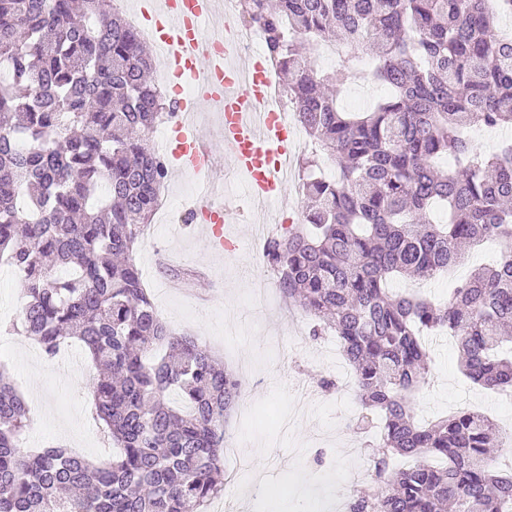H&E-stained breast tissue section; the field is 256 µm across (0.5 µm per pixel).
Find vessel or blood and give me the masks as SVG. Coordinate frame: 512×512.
<instances>
[{
  "instance_id": "vessel-or-blood-1",
  "label": "vessel or blood",
  "mask_w": 512,
  "mask_h": 512,
  "mask_svg": "<svg viewBox=\"0 0 512 512\" xmlns=\"http://www.w3.org/2000/svg\"><path fill=\"white\" fill-rule=\"evenodd\" d=\"M217 0H167L165 12H158L154 0H142L145 19L152 24L154 47L165 48L169 69L180 85L189 86L191 101H179L181 119L173 136L163 145L176 171L198 174L201 182L193 206L199 223L208 225L207 246L211 253L224 252V226L235 222L237 206L226 204L215 214L207 199L217 184L213 175L224 159L247 180L255 199L278 203L286 194L287 181L280 169L286 161L292 139L285 125L267 107L269 89L264 67L249 60L246 69L229 65L220 44L231 43L232 18H225L220 30H213ZM211 107L221 116L218 139L204 136L193 123L200 108Z\"/></svg>"
}]
</instances>
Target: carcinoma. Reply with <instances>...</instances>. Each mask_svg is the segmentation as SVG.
<instances>
[{
  "label": "carcinoma",
  "instance_id": "carcinoma-1",
  "mask_svg": "<svg viewBox=\"0 0 512 512\" xmlns=\"http://www.w3.org/2000/svg\"><path fill=\"white\" fill-rule=\"evenodd\" d=\"M263 29L286 100L312 146L340 161L311 172L302 223L281 225L263 261L277 287L333 332L354 367L365 413L380 419L377 487L346 512H512V468H490L496 424L460 409L430 423L412 400L428 383L424 335L457 341L475 385L512 391V144L483 155L473 126H512V36L495 29L512 0H240ZM370 44L368 72L350 58L328 72L312 54ZM0 262L25 298L6 328L49 358L72 339L99 369L92 411L118 454L94 464L60 446L21 450L24 399L0 372V512H207L224 492V423L242 381L205 344L173 333L133 253L168 172L149 134L174 106L147 84L153 61L112 0H0ZM390 90L355 118L335 89ZM446 155L454 165L441 168ZM448 222L429 217L436 206ZM504 247L437 305L389 291L431 279L487 239ZM178 393L181 405H171ZM395 456L415 459L394 469Z\"/></svg>",
  "mask_w": 512,
  "mask_h": 512
}]
</instances>
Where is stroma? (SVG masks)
<instances>
[{
    "mask_svg": "<svg viewBox=\"0 0 512 512\" xmlns=\"http://www.w3.org/2000/svg\"><path fill=\"white\" fill-rule=\"evenodd\" d=\"M194 177L168 179L163 205H174L170 223L152 221L135 261L164 321L200 339L238 376L244 377L252 416L234 411L226 433L240 453L225 452L223 501L234 512H273L278 497L295 512L322 494L321 512H343L351 489L372 485L368 468L372 434H355L347 416L362 413L354 391L324 392L322 378H344L353 369L334 335L314 340L311 320L287 309L276 275H265L254 240L262 215L245 207L244 220L224 234L236 245L223 261L210 256L199 225L183 218L194 200ZM499 245L471 250L448 277L393 280V292H421L439 300L449 284L464 281L480 265L495 261ZM42 352L21 336H0V366L30 407L28 448L61 446L95 462L111 459L91 414L94 364L79 342L64 347L48 371H38ZM431 381L418 392L415 415L431 420L471 404L497 425L512 424V398L473 386L462 374L456 344L439 336L429 342ZM326 452L316 465L317 452Z\"/></svg>",
    "mask_w": 512,
    "mask_h": 512,
    "instance_id": "35a3bbf8",
    "label": "stroma"
}]
</instances>
